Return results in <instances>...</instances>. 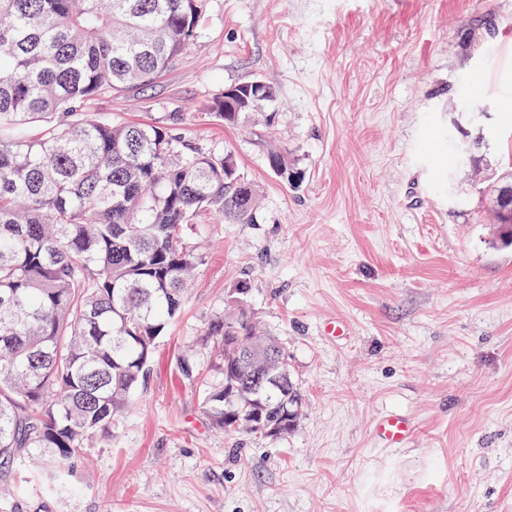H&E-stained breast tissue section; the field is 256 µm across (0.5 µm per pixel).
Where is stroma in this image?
Listing matches in <instances>:
<instances>
[{
	"label": "stroma",
	"mask_w": 512,
	"mask_h": 512,
	"mask_svg": "<svg viewBox=\"0 0 512 512\" xmlns=\"http://www.w3.org/2000/svg\"><path fill=\"white\" fill-rule=\"evenodd\" d=\"M488 13L492 37L474 24ZM252 80L275 91L263 115L207 111ZM83 109L232 152L258 221L195 218L207 258L133 410L60 480L18 461L0 512H512V247L494 243L512 184V0H208L158 83ZM461 132L478 162L449 150ZM271 149L299 184L269 169ZM241 288L306 397L293 432L259 443L212 428L180 369L205 367L199 339ZM333 319L346 337L326 334ZM385 413L414 423L403 447L377 440Z\"/></svg>",
	"instance_id": "obj_1"
}]
</instances>
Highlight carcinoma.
<instances>
[{
    "instance_id": "cac0c4a2",
    "label": "carcinoma",
    "mask_w": 512,
    "mask_h": 512,
    "mask_svg": "<svg viewBox=\"0 0 512 512\" xmlns=\"http://www.w3.org/2000/svg\"><path fill=\"white\" fill-rule=\"evenodd\" d=\"M207 0H0V482L16 460L41 455L58 480L89 442L112 439L145 385L159 340L206 260L185 241L193 219L257 222L258 194L230 152L185 149L162 121L109 123L81 104L108 91L153 85L198 37ZM234 124L272 100L271 87L234 86ZM44 124L39 139L28 126ZM267 163L288 175L277 151ZM499 240L512 245V187L501 189ZM235 297L211 318L213 344L202 409L212 427L239 433L256 413L286 436L304 394L260 383L241 392L228 362L255 335Z\"/></svg>"
}]
</instances>
